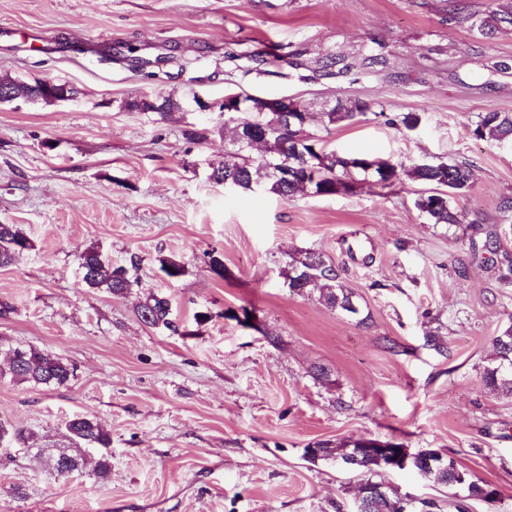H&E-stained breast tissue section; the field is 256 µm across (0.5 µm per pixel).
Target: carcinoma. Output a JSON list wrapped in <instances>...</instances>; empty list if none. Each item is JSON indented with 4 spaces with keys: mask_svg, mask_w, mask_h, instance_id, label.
Listing matches in <instances>:
<instances>
[{
    "mask_svg": "<svg viewBox=\"0 0 512 512\" xmlns=\"http://www.w3.org/2000/svg\"><path fill=\"white\" fill-rule=\"evenodd\" d=\"M512 25V5H502L486 16L472 23L478 33L490 35L499 26ZM40 82L29 84L11 77H0V89L7 88L20 98L29 99L30 103L47 102L44 97L33 94L34 88ZM376 103L366 100H338L334 109L321 113L320 123L326 129L340 123L352 121L358 116H365L373 111ZM378 116L396 127L406 130L415 129L420 117L415 113H406L400 117H391L385 112ZM310 114L307 112H290L284 117L278 112H241L236 119L253 128L256 132L267 135L263 142V154L255 158L252 148H242L236 143L224 146V159L214 167L209 174V180L218 184L224 177L231 175L237 178L239 190H251V182L258 180L259 172L266 164L281 157L290 158L292 173L288 180L279 179L273 175L262 181L264 190L282 199L290 200L304 192L306 170L310 158H315L319 166V180L310 188L315 195H333L334 180L344 178L353 185L371 182L375 186L388 188L395 182L407 177L410 180L432 185L439 189L437 196L420 195L414 200V206L433 224L453 225L459 223L457 212L452 204L456 194L469 190L471 185L470 168L462 163L440 161L420 163L411 167L392 163L388 160L378 162V167L386 168L387 177L377 181V176L366 171L364 164L373 162L375 158L363 155H340L334 151H326L320 146L319 139L307 131ZM473 134L484 141L498 143L503 138L512 140L511 112H482ZM31 248L30 240L14 224H0V266L11 264L15 257ZM160 271L169 279L178 278L184 274V265L173 258H161ZM82 280L89 288L107 292L113 296L127 294L138 280L128 276V270L122 266L114 267L102 254L90 248L80 255ZM288 288L298 294L319 291V300L326 307L342 312L348 316L359 314L354 301V292L349 288L339 271L325 259L313 252L300 251L290 256L288 262ZM138 319L150 327H164L177 330L170 319V300L155 292H149L136 309ZM495 354L483 366L482 381L484 385L505 399H512V324L503 329L493 340ZM7 369H0V377L5 375L19 384L33 386H65L74 377L75 368L59 355L33 347L19 345L12 349V356L7 359ZM68 440L75 445L73 451L61 450L53 459L52 468L59 472H73L83 463L80 451L84 448L100 449V456L95 464V473L102 482L109 480L112 472L109 451L112 439L104 431L97 419L90 415H76L65 425ZM9 438L24 445L29 444L32 436L24 430L16 428L0 420V441ZM368 441L366 437L354 440H344L336 446L328 442L316 444L319 448V460H337L349 452V449L359 448ZM358 472L369 478H376L382 471L378 460L368 454H360L355 461ZM435 484L450 488L464 489L468 496H473L478 480L466 468L448 459V471L437 469L426 474ZM372 512H403V499L393 488L385 489L380 506Z\"/></svg>",
    "mask_w": 512,
    "mask_h": 512,
    "instance_id": "cac0c4a2",
    "label": "carcinoma"
}]
</instances>
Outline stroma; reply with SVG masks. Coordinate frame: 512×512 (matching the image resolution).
<instances>
[{
  "label": "stroma",
  "mask_w": 512,
  "mask_h": 512,
  "mask_svg": "<svg viewBox=\"0 0 512 512\" xmlns=\"http://www.w3.org/2000/svg\"><path fill=\"white\" fill-rule=\"evenodd\" d=\"M501 2L0 0V76L79 90L0 104V224L31 241L0 267V362L30 345L76 367L64 387L0 378V419L39 447L0 444V512H354L358 474L305 450L357 437L437 450L498 492L384 473L414 512H512V400L481 377L512 325V145L472 133L479 113L512 112V26H471ZM230 92L419 114L411 131L371 114L309 130L341 154L466 163L460 224L431 223L407 178L289 201L225 190L208 178L224 158L220 113L116 107ZM92 247L131 268L128 294L85 286ZM297 251L339 269L365 322L290 290ZM163 257L184 274L166 278ZM151 290L176 330L137 319ZM81 414L112 438L107 482L91 448L79 471L50 472Z\"/></svg>",
  "instance_id": "stroma-1"
}]
</instances>
